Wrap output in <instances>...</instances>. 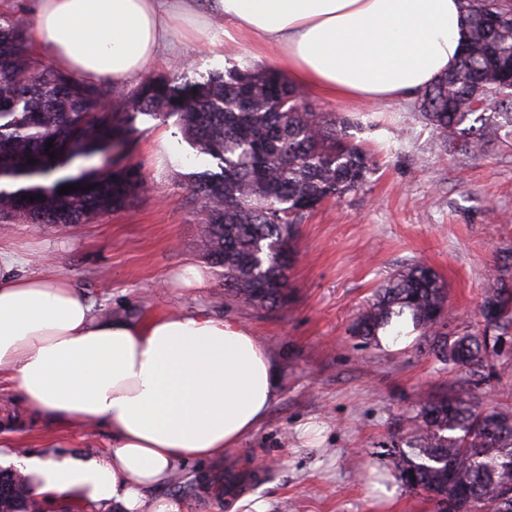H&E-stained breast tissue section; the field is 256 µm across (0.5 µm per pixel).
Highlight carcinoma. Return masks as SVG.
Returning <instances> with one entry per match:
<instances>
[{"label": "carcinoma", "instance_id": "carcinoma-1", "mask_svg": "<svg viewBox=\"0 0 512 512\" xmlns=\"http://www.w3.org/2000/svg\"><path fill=\"white\" fill-rule=\"evenodd\" d=\"M469 39L465 57L420 94V113L445 138L474 154L506 123L512 127V0H462ZM185 65L136 88L89 86L36 58L26 31L0 19V221L85 224L128 205L142 178L133 167L105 176H66L49 184L86 147L123 139L127 121L175 119L184 142L216 161L185 186L197 203L209 263L224 273L233 299L261 308L288 303V271L297 224L330 199L364 184L371 157L351 139L354 122L318 112L276 71L234 65L199 80ZM486 98L472 111L469 99ZM52 148H47L48 144ZM56 158H51V155ZM34 163H28V159ZM68 184L78 190L60 195ZM93 186L87 191L85 187ZM480 305L482 328L451 336L447 286L415 264L390 277L355 319L353 334L370 344L407 315L416 340L439 361L469 375V387L425 398L393 465L406 489L453 512H512V412L476 408L494 368L498 341L512 335V255L496 262ZM11 469H0V500L27 512L32 500Z\"/></svg>", "mask_w": 512, "mask_h": 512}]
</instances>
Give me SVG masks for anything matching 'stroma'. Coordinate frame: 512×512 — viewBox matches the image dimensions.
<instances>
[{
    "label": "stroma",
    "mask_w": 512,
    "mask_h": 512,
    "mask_svg": "<svg viewBox=\"0 0 512 512\" xmlns=\"http://www.w3.org/2000/svg\"><path fill=\"white\" fill-rule=\"evenodd\" d=\"M197 75L228 62L276 67L274 52L255 55L248 44L216 57L202 49L193 27H178ZM316 111L357 120L354 140L375 162L356 192L325 203L296 229L288 304L264 309L225 296L224 278L203 255L197 205L184 176L215 168L210 157L178 143L174 126L138 117L123 151L95 155L83 170L111 163L136 167L145 188L126 208L73 227L0 223V244L21 249L31 270L63 266L99 316L143 319L166 311L231 319L268 349L278 393L265 420L223 457L179 466L182 485L148 489V499L172 497L181 512H434L425 495L409 492L392 469L417 397L461 389L466 376L420 353L410 342L396 350L366 345L351 325L392 274L423 263L448 284L459 336L478 328L487 270L512 253V128L483 150L447 149L418 114L417 98L397 105L342 103L306 94ZM167 153H158L160 140ZM187 263L206 268L204 288L180 287ZM486 402L512 412V346L495 359ZM0 455L47 450L108 454L112 438L96 427H56L0 388ZM265 464L271 480L225 498L196 501L188 486L209 473Z\"/></svg>",
    "instance_id": "stroma-1"
}]
</instances>
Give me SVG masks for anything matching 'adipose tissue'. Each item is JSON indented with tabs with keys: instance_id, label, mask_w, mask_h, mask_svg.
Returning <instances> with one entry per match:
<instances>
[{
	"instance_id": "1",
	"label": "adipose tissue",
	"mask_w": 512,
	"mask_h": 512,
	"mask_svg": "<svg viewBox=\"0 0 512 512\" xmlns=\"http://www.w3.org/2000/svg\"><path fill=\"white\" fill-rule=\"evenodd\" d=\"M224 21L207 34L206 15ZM209 47L276 51L294 86L330 100L401 102L455 68L460 0H39L35 42L81 82L119 84L176 52L177 23ZM0 245V383L60 425L106 428L104 456L32 453L11 463L44 503L93 512H180L145 499L177 465L223 456L276 398L273 359L238 322L205 314L97 316L63 270L26 271Z\"/></svg>"
}]
</instances>
